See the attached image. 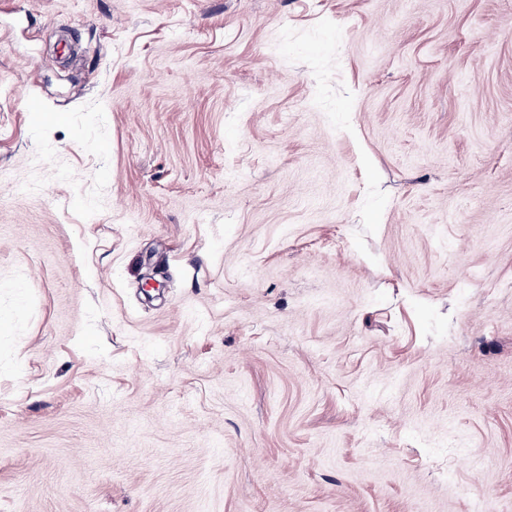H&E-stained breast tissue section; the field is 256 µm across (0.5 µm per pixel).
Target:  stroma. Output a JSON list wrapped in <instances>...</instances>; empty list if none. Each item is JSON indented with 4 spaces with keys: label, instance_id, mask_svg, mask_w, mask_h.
<instances>
[{
    "label": "stroma",
    "instance_id": "35a3bbf8",
    "mask_svg": "<svg viewBox=\"0 0 512 512\" xmlns=\"http://www.w3.org/2000/svg\"><path fill=\"white\" fill-rule=\"evenodd\" d=\"M0 512H512V0H0Z\"/></svg>",
    "mask_w": 512,
    "mask_h": 512
}]
</instances>
